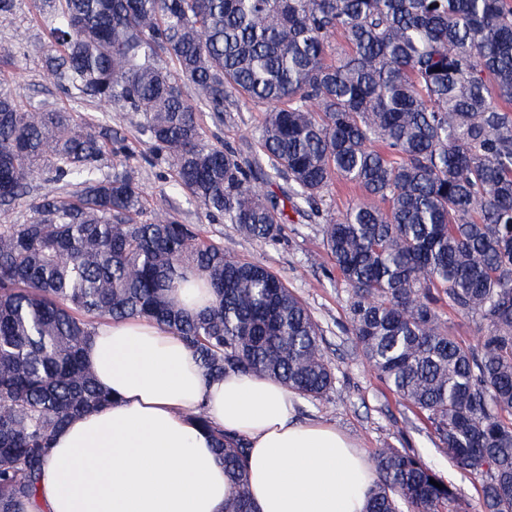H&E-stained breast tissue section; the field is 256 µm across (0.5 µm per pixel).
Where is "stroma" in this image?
Segmentation results:
<instances>
[{"label": "stroma", "mask_w": 512, "mask_h": 512, "mask_svg": "<svg viewBox=\"0 0 512 512\" xmlns=\"http://www.w3.org/2000/svg\"><path fill=\"white\" fill-rule=\"evenodd\" d=\"M34 14L33 0H15L12 15L0 22V50L11 54L8 64L0 67V79L8 81L31 105L52 104L77 118L94 112V105L73 102L57 90L44 67L39 47L46 35L36 24ZM20 31L28 36V44L22 50L15 40ZM263 118L261 108L249 106L236 113L234 121L220 127L209 123L205 130L211 143L231 144L246 156L254 149ZM120 132L132 154L127 158L106 156L105 165L133 171L145 196L158 198L170 188V168L146 159V148L131 128L121 127ZM172 199L188 223L199 225L204 237L239 258L261 262L276 272L320 324L335 385L320 399H298L297 420L335 426L369 456L386 446L414 449L454 486L467 512H482L479 476L455 466L432 428L388 389L357 347L349 330L351 290L322 245L319 225L291 216L281 240L261 246L240 234L235 225L202 216L188 194L178 192Z\"/></svg>", "instance_id": "stroma-1"}]
</instances>
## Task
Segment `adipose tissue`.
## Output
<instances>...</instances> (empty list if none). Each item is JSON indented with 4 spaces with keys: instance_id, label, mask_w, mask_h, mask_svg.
<instances>
[{
    "instance_id": "1",
    "label": "adipose tissue",
    "mask_w": 512,
    "mask_h": 512,
    "mask_svg": "<svg viewBox=\"0 0 512 512\" xmlns=\"http://www.w3.org/2000/svg\"><path fill=\"white\" fill-rule=\"evenodd\" d=\"M86 359L112 402L55 435L26 512H224L200 407L246 439L253 512H366V454L333 426L295 421L296 394L277 380L207 379L180 336L140 318L97 325Z\"/></svg>"
}]
</instances>
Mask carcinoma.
<instances>
[{"label":"carcinoma","instance_id":"1","mask_svg":"<svg viewBox=\"0 0 512 512\" xmlns=\"http://www.w3.org/2000/svg\"><path fill=\"white\" fill-rule=\"evenodd\" d=\"M35 20L57 88L105 118L0 83V206L32 212L0 224V512L35 502L56 433L112 401L85 362L101 322H157L209 378L271 377L310 400L335 383L276 273L203 240L167 194L142 219L132 172L102 166L129 152L114 117L172 167V191L260 245L284 209L252 182L286 183L351 288L369 364L481 476L483 512H512V0H39ZM247 105L265 118L244 162L201 114L221 125ZM337 180L361 196L325 218ZM196 276L215 300L191 313L177 289ZM441 304L484 326L477 344L448 335ZM194 419L232 484L224 512H252L247 442L202 406ZM374 466L366 512H466L413 450L379 448Z\"/></svg>","mask_w":512,"mask_h":512}]
</instances>
